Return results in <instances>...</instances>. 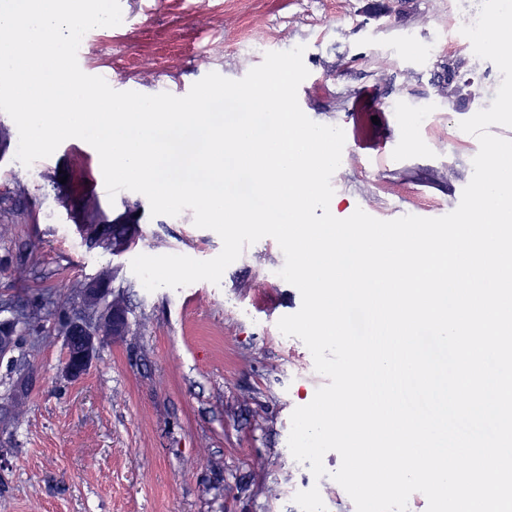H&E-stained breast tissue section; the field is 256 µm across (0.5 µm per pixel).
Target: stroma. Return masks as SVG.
<instances>
[{
	"label": "stroma",
	"mask_w": 512,
	"mask_h": 512,
	"mask_svg": "<svg viewBox=\"0 0 512 512\" xmlns=\"http://www.w3.org/2000/svg\"><path fill=\"white\" fill-rule=\"evenodd\" d=\"M123 21L82 42L83 68L112 73L121 91L187 94L206 74L239 80L266 52L304 46L308 77L298 102L312 121L341 127L335 198L380 220L451 212L469 183L477 138L467 115L433 86L449 57L478 78L489 108L502 76L461 34L460 0H120ZM427 113L426 122L410 117ZM18 145L0 153V321L12 302H66L81 311V284L111 272L128 333L102 339L81 378L65 376L57 316L18 327L12 361L0 360V512H356L327 474L314 478L288 447L291 414L325 376L278 320L299 290L277 241L247 246L220 283L147 291L131 269L140 254L209 260L217 233L192 210L151 216L147 198L98 196L101 220L140 204L135 244L121 254L89 246V184L102 175L95 149L64 141L24 166Z\"/></svg>",
	"instance_id": "obj_1"
}]
</instances>
